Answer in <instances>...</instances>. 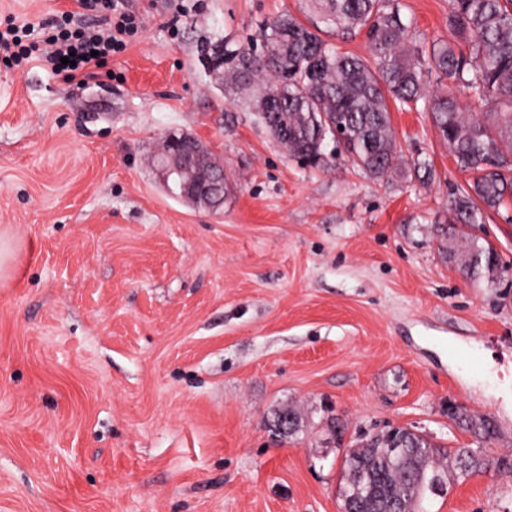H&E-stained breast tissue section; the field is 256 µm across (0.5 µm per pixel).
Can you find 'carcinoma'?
Segmentation results:
<instances>
[{
  "label": "carcinoma",
  "mask_w": 512,
  "mask_h": 512,
  "mask_svg": "<svg viewBox=\"0 0 512 512\" xmlns=\"http://www.w3.org/2000/svg\"><path fill=\"white\" fill-rule=\"evenodd\" d=\"M318 23L291 14L263 23L261 49L211 45L216 68L241 92L289 153L311 168L332 165L338 145L351 163L377 179L427 175L432 164H402L390 125V105L429 112L457 168L468 175L450 199L449 225L436 227L445 257L472 280L495 282L507 272L492 243L469 229L489 213L512 221V0H449L451 41L408 43L407 26L391 0H305ZM367 31L371 59L339 50L323 33ZM435 75L442 90L426 95ZM491 103L482 116L461 111L457 94ZM452 417L491 445L497 429L486 416L456 408ZM283 437L300 430L294 410L276 413ZM489 459L473 448H444L425 434L392 427L347 449L341 496L349 512H426V494L447 493L453 471L481 472Z\"/></svg>",
  "instance_id": "carcinoma-1"
}]
</instances>
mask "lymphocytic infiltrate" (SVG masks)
<instances>
[{
    "label": "lymphocytic infiltrate",
    "instance_id": "f902f5d3",
    "mask_svg": "<svg viewBox=\"0 0 512 512\" xmlns=\"http://www.w3.org/2000/svg\"><path fill=\"white\" fill-rule=\"evenodd\" d=\"M82 18L68 14L54 23H42L40 40H29L27 29L12 20L0 21V60L21 64L45 63L57 75L73 80L92 75L112 54L121 52L138 28L135 15L118 7L117 0H77ZM73 64H65L66 56Z\"/></svg>",
    "mask_w": 512,
    "mask_h": 512
}]
</instances>
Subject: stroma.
Wrapping results in <instances>:
<instances>
[{
	"label": "stroma",
	"instance_id": "35a3bbf8",
	"mask_svg": "<svg viewBox=\"0 0 512 512\" xmlns=\"http://www.w3.org/2000/svg\"><path fill=\"white\" fill-rule=\"evenodd\" d=\"M142 26L86 78L0 64V512H342L344 455L402 426L491 465L426 512H512V223L474 233L507 275L466 278L435 227L460 172L423 112H392L421 182L289 156L201 49L248 45L303 0H122ZM451 39L448 0H396ZM76 0H0L16 25ZM192 135L224 160L219 212L156 160ZM301 430L280 438L275 414ZM452 417L475 439L480 440L482 445H492L497 438V429L492 420L486 416H478L468 413L461 408H455ZM273 427L279 435L286 438L292 437L300 430V419L292 409L280 411L275 415Z\"/></svg>",
	"mask_w": 512,
	"mask_h": 512
}]
</instances>
